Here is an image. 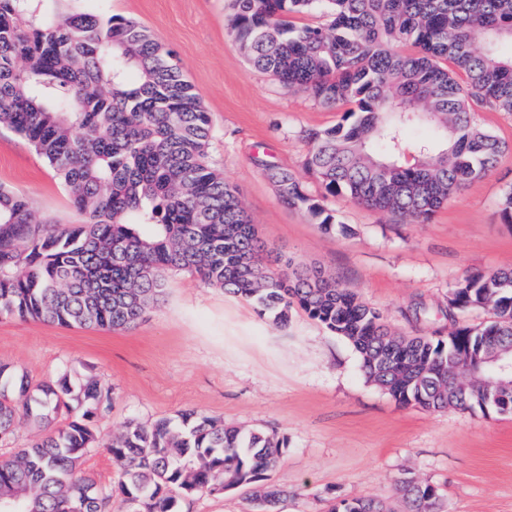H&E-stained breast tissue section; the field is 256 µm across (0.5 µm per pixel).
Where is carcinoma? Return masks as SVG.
<instances>
[{
    "mask_svg": "<svg viewBox=\"0 0 512 512\" xmlns=\"http://www.w3.org/2000/svg\"><path fill=\"white\" fill-rule=\"evenodd\" d=\"M318 6L325 23L290 21ZM230 10L229 32L251 65L323 106L355 105L351 124L307 135L305 170L332 196L427 223L512 149L475 119L481 105L512 114V0H230ZM0 124L48 161L86 215L82 224L41 220L0 186V316L131 328L161 297L163 274L188 271L282 323L300 307L346 339L367 381L404 407L487 416L501 414L487 393L512 398V375L498 365H486L481 380L466 369L490 347L512 349V269L456 282L446 312L454 329L444 339L392 331L320 267L282 256L279 271L264 268L255 225L207 161L208 112L172 52L141 24L0 0ZM410 148L419 155L412 163ZM264 170L284 204L334 225L294 171ZM472 310L490 320L459 322ZM110 395L94 379L34 384L0 362V446L23 420L49 426L0 456V501L18 512H110V496L80 469L99 448L90 419ZM60 415L65 424L50 427ZM285 447L274 433L184 411L176 422L127 423L106 451L129 512H183L198 495L250 487L262 490L264 512H278L288 492L264 481ZM397 490L408 512H439L434 485L402 479ZM330 512L385 508L360 497Z\"/></svg>",
    "mask_w": 512,
    "mask_h": 512,
    "instance_id": "obj_1",
    "label": "carcinoma"
}]
</instances>
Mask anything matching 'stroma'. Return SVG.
<instances>
[{"instance_id":"stroma-1","label":"stroma","mask_w":512,"mask_h":512,"mask_svg":"<svg viewBox=\"0 0 512 512\" xmlns=\"http://www.w3.org/2000/svg\"><path fill=\"white\" fill-rule=\"evenodd\" d=\"M59 15L88 10L134 20L171 49L211 120L209 163L224 176L273 254L324 267L383 312L399 333L447 336L448 291L469 272L512 269V224L499 201L512 187V150L495 170L451 197L425 224L327 195L303 171L306 133L341 122L303 92L254 69L228 31L229 0H50ZM298 172L337 227L283 204L264 164ZM0 185L40 217H85L48 163L0 125ZM164 301L135 327H62L0 317V362L33 381L92 376L112 389L93 421L109 443L131 421L150 424L193 410L242 429L286 438L268 482L287 490L280 512H329L370 497L399 512L397 482L437 485L443 512H512V415L398 405L366 382L342 337L293 308L287 323L185 271L164 276ZM82 466L127 512L109 454ZM189 512H259L249 490L194 497Z\"/></svg>"}]
</instances>
